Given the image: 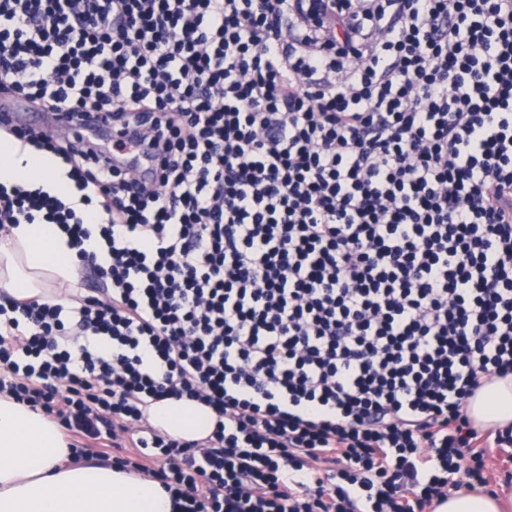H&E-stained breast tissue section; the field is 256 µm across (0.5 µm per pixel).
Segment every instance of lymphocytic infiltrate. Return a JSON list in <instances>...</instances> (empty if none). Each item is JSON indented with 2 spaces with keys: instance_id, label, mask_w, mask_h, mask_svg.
<instances>
[{
  "instance_id": "obj_1",
  "label": "lymphocytic infiltrate",
  "mask_w": 512,
  "mask_h": 512,
  "mask_svg": "<svg viewBox=\"0 0 512 512\" xmlns=\"http://www.w3.org/2000/svg\"><path fill=\"white\" fill-rule=\"evenodd\" d=\"M14 96L111 129H9L78 198L0 183V229L59 225L97 282L0 304V394L70 462L157 463L178 512L488 487L464 404L512 374V0H0ZM169 396L213 432L151 426ZM148 421L172 438L198 440L213 431L216 415L201 403L168 397L151 406Z\"/></svg>"
}]
</instances>
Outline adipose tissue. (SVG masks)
<instances>
[{
	"label": "adipose tissue",
	"mask_w": 512,
	"mask_h": 512,
	"mask_svg": "<svg viewBox=\"0 0 512 512\" xmlns=\"http://www.w3.org/2000/svg\"><path fill=\"white\" fill-rule=\"evenodd\" d=\"M40 180L51 193L74 195L55 156L0 136V183ZM76 252L54 224H21L0 236V292L17 298L62 297L77 278ZM476 426L512 424V375L493 379L465 404ZM149 423L175 439L206 438L211 408L168 397L151 406ZM68 444L57 423L0 395V512H175L152 475L112 466L67 465Z\"/></svg>",
	"instance_id": "1"
}]
</instances>
